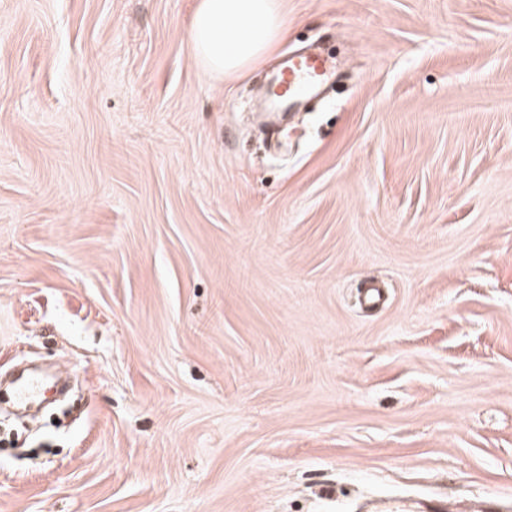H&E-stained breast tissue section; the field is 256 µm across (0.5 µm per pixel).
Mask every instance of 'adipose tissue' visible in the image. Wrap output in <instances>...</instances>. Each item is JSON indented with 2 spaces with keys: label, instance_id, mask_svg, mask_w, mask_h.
<instances>
[{
  "label": "adipose tissue",
  "instance_id": "obj_1",
  "mask_svg": "<svg viewBox=\"0 0 512 512\" xmlns=\"http://www.w3.org/2000/svg\"><path fill=\"white\" fill-rule=\"evenodd\" d=\"M190 30L195 62L218 78L243 72L288 36L280 0H199Z\"/></svg>",
  "mask_w": 512,
  "mask_h": 512
}]
</instances>
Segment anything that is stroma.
<instances>
[{
	"instance_id": "35a3bbf8",
	"label": "stroma",
	"mask_w": 512,
	"mask_h": 512,
	"mask_svg": "<svg viewBox=\"0 0 512 512\" xmlns=\"http://www.w3.org/2000/svg\"><path fill=\"white\" fill-rule=\"evenodd\" d=\"M197 5L0 0V373L82 380L0 512H512V0H284L220 79ZM313 40L353 76L271 149Z\"/></svg>"
}]
</instances>
